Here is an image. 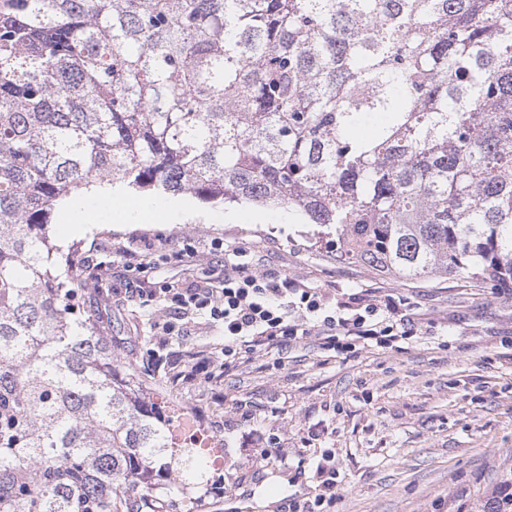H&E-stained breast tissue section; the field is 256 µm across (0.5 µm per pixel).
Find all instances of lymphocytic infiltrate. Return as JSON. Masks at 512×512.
Segmentation results:
<instances>
[{
    "instance_id": "lymphocytic-infiltrate-1",
    "label": "lymphocytic infiltrate",
    "mask_w": 512,
    "mask_h": 512,
    "mask_svg": "<svg viewBox=\"0 0 512 512\" xmlns=\"http://www.w3.org/2000/svg\"><path fill=\"white\" fill-rule=\"evenodd\" d=\"M112 295L157 308L153 365L167 367L175 380L185 383L219 384L232 365L314 333L327 351L343 338L389 346L407 334L406 315L393 301L360 293L334 301L288 276L259 274L236 256L225 257L221 270L200 278L138 283L113 289ZM217 326L224 330L222 348L204 351L179 342Z\"/></svg>"
}]
</instances>
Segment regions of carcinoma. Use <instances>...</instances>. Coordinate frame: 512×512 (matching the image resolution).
<instances>
[{
  "instance_id": "carcinoma-1",
  "label": "carcinoma",
  "mask_w": 512,
  "mask_h": 512,
  "mask_svg": "<svg viewBox=\"0 0 512 512\" xmlns=\"http://www.w3.org/2000/svg\"><path fill=\"white\" fill-rule=\"evenodd\" d=\"M94 184L512 289V0H0V512H198L224 448L116 367L51 243Z\"/></svg>"
}]
</instances>
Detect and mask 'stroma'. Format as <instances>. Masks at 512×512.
I'll return each mask as SVG.
<instances>
[{
	"mask_svg": "<svg viewBox=\"0 0 512 512\" xmlns=\"http://www.w3.org/2000/svg\"><path fill=\"white\" fill-rule=\"evenodd\" d=\"M180 201L177 221L155 215L74 231L54 215L53 244L78 245L85 266L108 271L85 294L97 299L121 359L147 362L153 329L137 302L109 300L127 278L109 240L142 252L159 236L182 248L219 238L259 273L339 296L390 295L411 318L396 347L325 351L312 335L226 372L218 388L172 385L224 438V488L206 493L201 512H283L287 501L312 499L316 482L297 463L328 451L338 471L328 512H484L512 471V293L471 279L376 275L338 260L317 225L285 211ZM274 442L287 464L261 461Z\"/></svg>",
	"mask_w": 512,
	"mask_h": 512,
	"instance_id": "obj_1",
	"label": "stroma"
}]
</instances>
